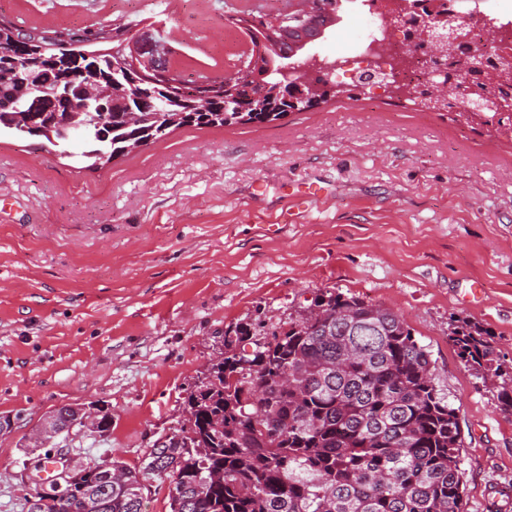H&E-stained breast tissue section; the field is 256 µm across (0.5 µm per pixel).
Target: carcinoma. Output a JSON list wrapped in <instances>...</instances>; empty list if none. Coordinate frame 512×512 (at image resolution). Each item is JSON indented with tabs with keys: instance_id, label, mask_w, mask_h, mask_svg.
Returning <instances> with one entry per match:
<instances>
[{
	"instance_id": "carcinoma-1",
	"label": "carcinoma",
	"mask_w": 512,
	"mask_h": 512,
	"mask_svg": "<svg viewBox=\"0 0 512 512\" xmlns=\"http://www.w3.org/2000/svg\"><path fill=\"white\" fill-rule=\"evenodd\" d=\"M310 2L303 33L291 29L292 21L280 33L252 9L229 22L254 43L275 35L279 61L303 51L302 35L336 25L338 0ZM15 29L0 17V54L12 52L22 75L50 70L74 51L93 60L122 56L131 26L114 27L101 41L91 40L86 27L62 29L68 48L41 37L12 51ZM177 82L152 73L139 78V86L168 101V111L181 114L176 129L265 123L262 112L244 122L237 113L255 92L250 81L232 99L222 85L192 94ZM98 83L112 90L116 105L112 122L85 125L80 156L93 168L105 165L100 151L122 156L130 145L163 136L158 113L141 111L137 88L104 74ZM18 87L0 85L14 116L6 122L0 112V130L37 137L27 120L42 102L34 93L17 95ZM450 340L480 378L502 379L498 403L512 412V374L502 373L490 331L458 319ZM186 406L195 417L191 435L153 449L157 470L112 460L130 484L138 474L173 478L178 497L170 498L171 512H465L458 408L440 388L428 348L391 308L326 291L262 344L239 325L224 336V358L211 364ZM94 512H142V495L115 485Z\"/></svg>"
}]
</instances>
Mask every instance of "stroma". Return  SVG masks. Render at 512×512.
I'll return each mask as SVG.
<instances>
[{
  "mask_svg": "<svg viewBox=\"0 0 512 512\" xmlns=\"http://www.w3.org/2000/svg\"><path fill=\"white\" fill-rule=\"evenodd\" d=\"M226 2L176 0L152 23L147 0H0V15L134 22L146 51L189 55L191 79L246 43L226 34ZM361 11L345 0L312 54L344 52ZM0 199V512L40 489L24 442L49 412L112 411L107 440L55 439L70 464L144 466L184 426L225 331L266 341L325 291L403 316L459 410L467 512H512V414L449 338L453 320L479 322L512 371L511 140L357 87L273 123L183 127L96 170L4 135Z\"/></svg>",
  "mask_w": 512,
  "mask_h": 512,
  "instance_id": "obj_1",
  "label": "stroma"
}]
</instances>
